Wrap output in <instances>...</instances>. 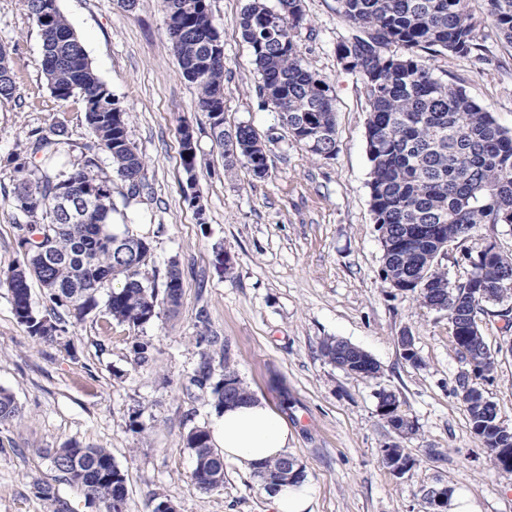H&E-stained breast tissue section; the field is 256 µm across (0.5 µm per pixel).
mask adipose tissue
<instances>
[{
    "label": "adipose tissue",
    "mask_w": 512,
    "mask_h": 512,
    "mask_svg": "<svg viewBox=\"0 0 512 512\" xmlns=\"http://www.w3.org/2000/svg\"><path fill=\"white\" fill-rule=\"evenodd\" d=\"M210 433L225 458L249 472L286 455L292 438L284 419L257 397L217 413Z\"/></svg>",
    "instance_id": "1"
}]
</instances>
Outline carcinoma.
<instances>
[{"label": "carcinoma", "instance_id": "carcinoma-1", "mask_svg": "<svg viewBox=\"0 0 512 512\" xmlns=\"http://www.w3.org/2000/svg\"><path fill=\"white\" fill-rule=\"evenodd\" d=\"M166 19L180 20L184 39L175 50L183 71L194 68L199 104L206 112L211 135L224 150L226 165H245L257 178L268 174L266 145L249 126L224 129V65L206 62L207 49L200 35L213 28L209 0H162ZM300 0H248L239 28L249 44L260 75L258 91L282 114L290 135L318 158L336 153V123L330 86L303 62L295 41L305 14H296ZM41 37L43 69L51 93L61 101L79 95L93 138L85 145L80 162L56 174L43 168L54 147L65 136V127L52 125L35 131L25 147L11 204L27 223L20 226L18 245L24 261L7 274L15 314L30 336L40 343H54L65 332V309L76 321L104 308L107 319L119 325L142 328L155 317L157 288L150 275L151 246L129 225L114 227L118 212L112 198V179L101 172L99 152L111 160L113 172L126 183L128 197L146 187L145 160L130 139L124 112L89 61L57 0H24ZM336 13L353 34L336 47L337 59L351 62L347 71L358 75L369 103L366 149L371 164L370 207L383 245L382 276L396 278L403 289L418 294L422 304H439L447 315L453 338L472 353V372L491 374L496 356L487 346L477 322L457 316L453 303L467 304L485 291L487 303L512 299V254L495 246L471 262L466 281L453 284L439 267L438 256L451 242L471 237L482 224H512V131L500 126L486 108L473 101L465 88L435 73L428 63L439 56L477 57L481 45L474 31L479 20L469 10V0H336ZM486 19L512 43V0H485ZM17 90L15 74L6 51L0 48V97ZM61 190L80 192V205L68 212L55 208ZM426 271L428 287L413 284L409 276ZM46 291L52 307L42 311L31 303L30 281ZM118 281L106 301L100 292ZM183 295L182 275L171 264L164 299L175 311ZM349 346L327 339L321 352L329 362H340L338 352ZM370 366L379 371L366 352H355L350 372ZM213 375L205 350L193 381L207 385ZM215 409L252 397L229 360L213 385ZM382 414L400 435L416 432L412 421L399 414L395 393H378ZM473 430L486 443L491 462L503 474H512V461L499 449L512 448V428L498 420L496 404L466 407ZM20 408L13 395L0 389V425L14 420ZM187 447L195 467L191 475L197 489L208 493L224 487V455L213 447L205 426L189 430ZM52 467L79 486L91 502L105 512H126L127 475L104 448L68 443L48 454ZM285 458L264 463L254 476L268 491L280 482L277 471ZM36 493L51 512H69L66 501L48 483H34Z\"/></svg>", "mask_w": 512, "mask_h": 512}]
</instances>
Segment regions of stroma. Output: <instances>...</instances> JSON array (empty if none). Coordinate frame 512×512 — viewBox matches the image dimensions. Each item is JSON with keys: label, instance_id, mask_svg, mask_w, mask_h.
I'll return each mask as SVG.
<instances>
[{"label": "stroma", "instance_id": "stroma-1", "mask_svg": "<svg viewBox=\"0 0 512 512\" xmlns=\"http://www.w3.org/2000/svg\"><path fill=\"white\" fill-rule=\"evenodd\" d=\"M246 0H210L212 23L224 45V127L251 126L268 152L269 173L255 178L226 167L166 33L160 0H58L101 80L125 113L130 138L146 160L148 190L127 197L120 179L112 194L127 223L152 247L150 267L164 283L170 263L183 280L178 314L158 302L141 328L104 331L100 315L66 326L60 342L35 341L16 318L0 282V388L13 393L20 416L0 425V512H49L34 481L52 484L70 512H102L52 468L46 449L73 441L109 449L127 474L128 512H152L168 497L177 512H273L252 473L225 461L224 487L204 493L191 482L194 458L186 435L212 424L210 389L197 386L199 335L213 337V374L231 363L242 384L287 422L289 455L313 487L312 512H431L426 493L448 488L475 512H512V476L500 473L472 430L455 378L467 364L446 316L423 307L416 294L382 278L383 247L370 208V162L362 80L342 68L336 46L351 33L336 0H303L306 23L297 42L307 66L331 88L336 154L311 156L294 141L276 108L258 92L259 75L241 37ZM469 6L482 23L480 57H440L437 72L462 83L468 95L512 129V44L484 20L482 0ZM0 46L9 55L17 92L0 98V279L23 260L20 215L11 205L13 158L30 133L63 123L60 162H76L90 139L80 97L60 101L43 73L41 39L23 0H0ZM195 129L197 163L186 173L179 128ZM195 187L205 223L183 197ZM512 254V225L484 224L452 243L439 265L451 283L466 281L469 255L488 244ZM231 259L223 268L217 250ZM512 301L486 304L478 315L497 355L493 373L474 386L496 403L512 427V327L502 312ZM409 334L419 364L402 357ZM328 337L347 341L379 364L374 377L343 371L321 353ZM152 345L138 366L132 346ZM394 392L399 411L416 426L399 436L378 412L377 394ZM139 412L140 428L130 416ZM400 445L414 465L395 476L382 450Z\"/></svg>", "mask_w": 512, "mask_h": 512}]
</instances>
